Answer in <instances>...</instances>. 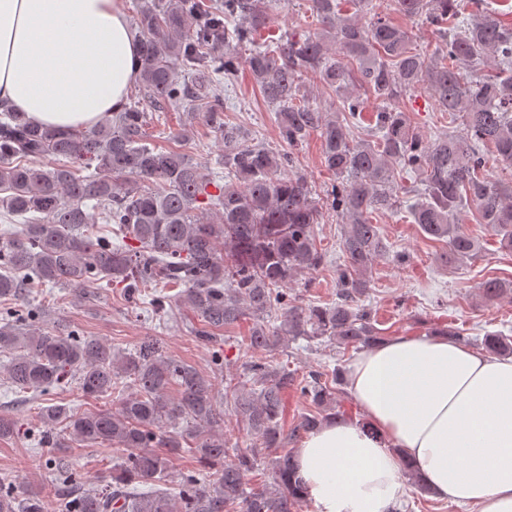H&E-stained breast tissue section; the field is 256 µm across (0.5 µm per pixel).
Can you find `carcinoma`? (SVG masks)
I'll list each match as a JSON object with an SVG mask.
<instances>
[{
	"label": "carcinoma",
	"mask_w": 512,
	"mask_h": 512,
	"mask_svg": "<svg viewBox=\"0 0 512 512\" xmlns=\"http://www.w3.org/2000/svg\"><path fill=\"white\" fill-rule=\"evenodd\" d=\"M351 2L355 13L343 16L342 0H310L324 36L281 41L276 54L256 50L248 58L263 98L280 106L283 141L293 147L310 133L319 134L324 167L336 177L321 202L307 178L293 171L291 153L250 144L224 123V86L240 68L238 55L225 45L231 39L254 43L271 0H151L137 12L136 96L154 113L202 109L224 141V169L235 178L217 194L207 192L216 175L206 166L150 145L148 113L136 103L77 130L35 125L22 112H0V217L8 221L0 239V353L8 357L9 383L45 395L70 379L87 397L118 394L112 412L74 413L64 405L40 412L48 432L62 423L82 442L127 451L97 490L73 481L66 457L51 453L66 512H296L306 498L295 454L283 448L321 420L306 414L284 429V394L295 387L327 408L332 386L344 384V377L336 369L323 382L319 373L301 378L286 366L250 361L243 364V376L252 379L248 386L169 357L154 338L125 353L60 328L33 332L40 311L17 305L32 284L90 295L105 281L123 286L132 299L150 285L177 288L176 297L203 322L196 338L204 344L214 340L213 330L248 312L256 318L250 336L255 350L273 347L284 336L368 347L379 337L358 301L370 288L374 260L385 251L370 217L400 204L394 189L399 169L421 175L416 189L421 201L411 206V215L429 239L444 243L442 260L477 251L457 218L465 203L500 236L501 247L512 249V187L481 174V146L487 143L512 166V31L485 0H473L477 12L466 20L461 0H392L399 13L423 18L441 34L453 65H439L388 17L364 26L360 13L369 0ZM238 15L248 18L249 26L229 30ZM327 40L339 49L330 61ZM488 63L497 75L479 74ZM178 64L201 72L202 80L179 78ZM303 71L337 92L349 85L366 88L382 104L370 138L354 140L346 126L364 110L358 96L340 97L332 118L295 103ZM418 87L457 123L428 143L394 106ZM324 208L344 224L338 302L303 307L288 300L287 287L298 273L324 263L314 233ZM481 289L493 301L512 290V282L492 278ZM276 312L283 321L274 327L268 318ZM485 346L496 354L512 353V342L498 335L487 336ZM226 411L255 438L254 447L234 449L230 460L220 432ZM186 435L199 461L220 469L211 479L184 477L176 506L170 492L154 487L167 464L157 449L180 448ZM273 450L274 485L247 487V474ZM51 510L39 494L20 495L0 481V512Z\"/></svg>",
	"instance_id": "cac0c4a2"
}]
</instances>
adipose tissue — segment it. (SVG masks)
<instances>
[{"label":"adipose tissue","mask_w":512,"mask_h":512,"mask_svg":"<svg viewBox=\"0 0 512 512\" xmlns=\"http://www.w3.org/2000/svg\"><path fill=\"white\" fill-rule=\"evenodd\" d=\"M140 41L122 0H0V105L89 127L125 104ZM364 422L330 418L295 453L316 512H391L406 467L436 498L512 512V358L445 336H395L346 375Z\"/></svg>","instance_id":"obj_1"}]
</instances>
